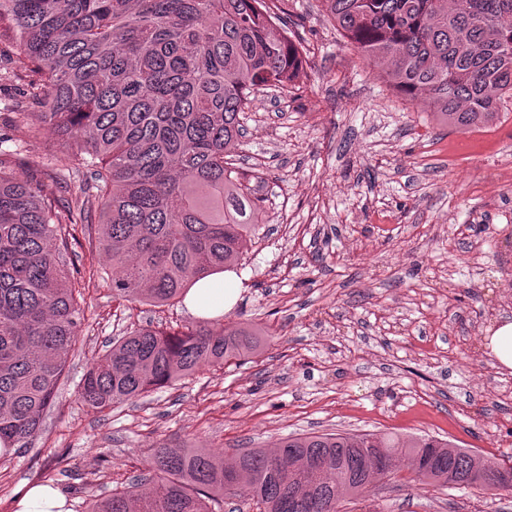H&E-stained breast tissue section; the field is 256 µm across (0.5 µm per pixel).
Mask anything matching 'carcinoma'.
I'll return each instance as SVG.
<instances>
[{
    "instance_id": "carcinoma-1",
    "label": "carcinoma",
    "mask_w": 512,
    "mask_h": 512,
    "mask_svg": "<svg viewBox=\"0 0 512 512\" xmlns=\"http://www.w3.org/2000/svg\"><path fill=\"white\" fill-rule=\"evenodd\" d=\"M278 0H0L13 77L41 110L30 132L72 141L81 195L61 204L54 177H21L0 147V461L38 436L85 325L98 270L69 251L81 225L109 261L112 297L150 306L183 300L217 273H239L263 223L260 176L231 161L244 114L264 88L296 87L299 45L278 29ZM344 38L392 89L446 125L480 128L512 97V0H324ZM202 318L170 332L140 327L112 342L82 378L100 412L202 368L254 354L261 331ZM409 460L411 487L444 489L448 473L512 489L501 467L434 436H290L273 450L162 443L121 489L88 512H350L380 493L377 462Z\"/></svg>"
}]
</instances>
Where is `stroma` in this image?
I'll use <instances>...</instances> for the list:
<instances>
[{"label": "stroma", "instance_id": "stroma-1", "mask_svg": "<svg viewBox=\"0 0 512 512\" xmlns=\"http://www.w3.org/2000/svg\"><path fill=\"white\" fill-rule=\"evenodd\" d=\"M286 25L305 57L296 90L257 92L237 151L259 173L271 234L249 243L227 326L265 331L260 354L206 368L132 405L98 412L78 397L86 365L112 339L193 322L184 304L86 294L79 353L59 401L22 454L0 463V512L50 480L69 512L143 468L160 443L272 448L322 432L430 434L512 465V368L484 346L512 320V102L477 130L437 124L367 67L322 0H288ZM0 42V137L16 172L50 173L79 192L63 145L29 139L13 112L36 111ZM378 512H512V490L430 486L377 499Z\"/></svg>", "mask_w": 512, "mask_h": 512}]
</instances>
